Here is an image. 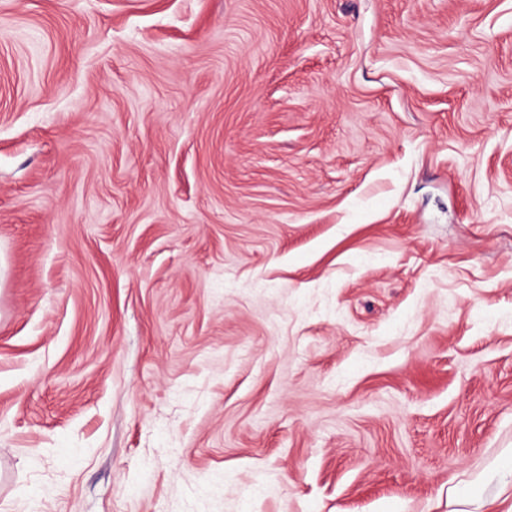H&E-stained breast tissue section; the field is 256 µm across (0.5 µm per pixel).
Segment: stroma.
Segmentation results:
<instances>
[{"mask_svg": "<svg viewBox=\"0 0 512 512\" xmlns=\"http://www.w3.org/2000/svg\"><path fill=\"white\" fill-rule=\"evenodd\" d=\"M512 0H0V512H512Z\"/></svg>", "mask_w": 512, "mask_h": 512, "instance_id": "stroma-1", "label": "stroma"}]
</instances>
